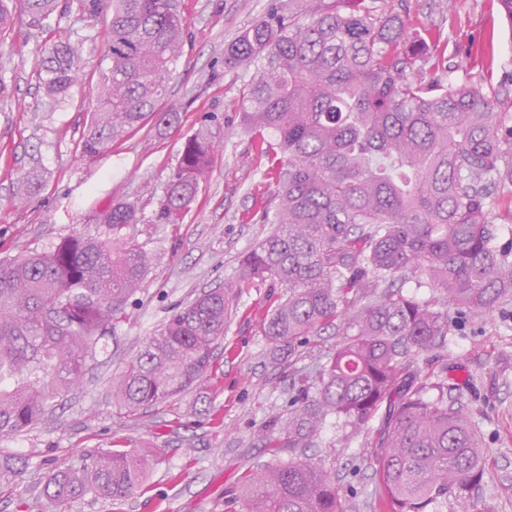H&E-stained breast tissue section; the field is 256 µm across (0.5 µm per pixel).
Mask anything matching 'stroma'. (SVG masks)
<instances>
[{
	"mask_svg": "<svg viewBox=\"0 0 512 512\" xmlns=\"http://www.w3.org/2000/svg\"><path fill=\"white\" fill-rule=\"evenodd\" d=\"M276 0H180L187 19L184 54L165 108L179 123L147 122L88 162L81 140L106 67L104 31L110 11L87 16L79 0H60L48 26L17 14L0 38V260L46 252L63 238L103 231L113 201L133 203L136 223L124 237L151 256L140 290L114 320L112 338L89 362L82 383L27 431L0 440V454L26 460L22 477L0 484V512H244L241 478L270 456L257 433L287 409L298 371L325 362L335 337L294 352L274 350L263 322L280 296L266 285L233 301L228 329L214 349L201 386L128 415L112 399V379L157 333L174 306L232 278L242 256L266 236L260 223L278 175L269 155L277 138L250 132L237 106L248 72L224 68V50ZM423 50L415 76L450 80L512 103V25L498 0H386ZM81 44L86 81L57 111H45L37 67L48 30ZM446 46L437 56V46ZM205 135L214 147L207 179L180 223L160 216L168 181L186 141ZM38 170L40 192L18 202L23 176ZM448 349L415 357L419 369H447L469 382L463 400L484 434V478L468 512H512V297L483 319L453 311ZM367 430L328 419L309 458L341 489L346 512H391L379 493ZM152 449L157 459L142 492L122 503L86 496L58 508L40 490L57 467L110 445Z\"/></svg>",
	"mask_w": 512,
	"mask_h": 512,
	"instance_id": "1",
	"label": "stroma"
}]
</instances>
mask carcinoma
Returning a JSON list of instances; mask_svg holds the SVG:
<instances>
[{
    "instance_id": "obj_1",
    "label": "carcinoma",
    "mask_w": 512,
    "mask_h": 512,
    "mask_svg": "<svg viewBox=\"0 0 512 512\" xmlns=\"http://www.w3.org/2000/svg\"><path fill=\"white\" fill-rule=\"evenodd\" d=\"M58 0H0V35L16 11L41 25ZM108 8V67L81 141L93 161L149 120L172 128L161 110L183 53L187 20L175 0H81ZM271 9L224 52V67L252 66L239 108L247 128L277 135L279 187L261 221L273 229L240 260L237 276L179 305L112 381L130 415L182 393L210 368L224 338L229 302L254 284L283 291L265 318V336L292 352L331 329L328 361L299 376L288 412L261 441L280 449L314 445L329 417L365 428L388 411L370 447L392 512H435L464 503L484 473L482 437L455 385L421 379L415 355L443 348L448 307L490 314L512 294V241L497 227L493 194L512 183V142L498 102L472 88L411 77L421 54L395 15L364 0H303ZM54 108L83 72L71 36L58 34L38 64ZM195 137L161 204L182 218L213 159ZM134 205L115 200L99 237L73 235L46 253L0 261V439L26 431L77 386L112 335V320L150 265L121 236ZM424 275L442 300L419 301L401 283ZM0 456V479L25 468ZM150 459L134 448H101L77 467L54 471L42 495L57 505L92 495L122 502L140 491ZM246 512H345L336 480L305 454L245 475Z\"/></svg>"
}]
</instances>
